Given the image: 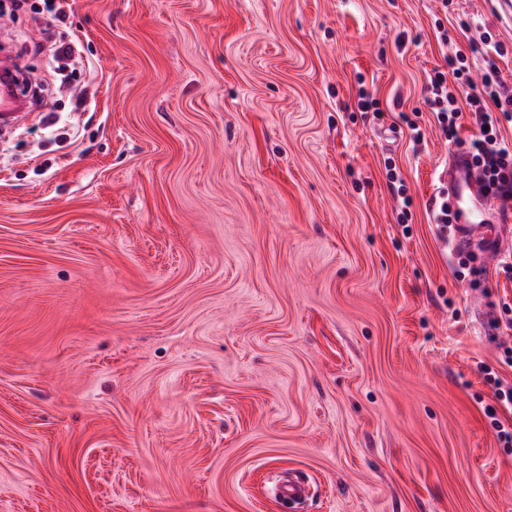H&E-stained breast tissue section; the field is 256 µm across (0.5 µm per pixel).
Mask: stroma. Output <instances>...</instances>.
I'll use <instances>...</instances> for the list:
<instances>
[{
    "mask_svg": "<svg viewBox=\"0 0 512 512\" xmlns=\"http://www.w3.org/2000/svg\"><path fill=\"white\" fill-rule=\"evenodd\" d=\"M15 2L45 95L0 150V512H512L478 308L512 276L460 275L428 213L477 128L447 138L426 78L461 48L480 85L493 39L512 87L497 0ZM385 168L388 185L393 189L394 192L397 193V195H400L402 197V210L401 213L399 214V221L400 223L404 224L406 223V221H408L407 209L410 208V197L406 195L404 180L402 178L401 171L396 166V164L392 163V161L388 159L387 161H385Z\"/></svg>",
    "mask_w": 512,
    "mask_h": 512,
    "instance_id": "obj_1",
    "label": "stroma"
}]
</instances>
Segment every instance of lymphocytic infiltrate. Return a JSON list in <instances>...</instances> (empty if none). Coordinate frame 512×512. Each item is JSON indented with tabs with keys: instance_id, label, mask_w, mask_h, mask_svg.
I'll return each mask as SVG.
<instances>
[{
	"instance_id": "obj_1",
	"label": "lymphocytic infiltrate",
	"mask_w": 512,
	"mask_h": 512,
	"mask_svg": "<svg viewBox=\"0 0 512 512\" xmlns=\"http://www.w3.org/2000/svg\"><path fill=\"white\" fill-rule=\"evenodd\" d=\"M502 44H490L483 55V85L475 93L468 92L461 79L468 65L462 53L445 59L446 70L434 71L428 78L426 101L442 132L455 136L462 110H470L478 128L466 146L480 166L487 186L500 185L503 174L512 175V144L499 136L502 120H512V90L502 82L497 59L504 55ZM458 78L457 86H449V78Z\"/></svg>"
}]
</instances>
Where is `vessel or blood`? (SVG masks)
Wrapping results in <instances>:
<instances>
[{
  "label": "vessel or blood",
  "mask_w": 512,
  "mask_h": 512,
  "mask_svg": "<svg viewBox=\"0 0 512 512\" xmlns=\"http://www.w3.org/2000/svg\"><path fill=\"white\" fill-rule=\"evenodd\" d=\"M449 160L446 188L460 226L455 247L463 251L479 249L481 258L477 273L480 277L486 278L495 268L502 252L490 245L497 234V229L496 226L485 223L482 211L488 207L498 206L499 201L493 194L485 192V183L463 148H454L449 154Z\"/></svg>",
  "instance_id": "1"
}]
</instances>
